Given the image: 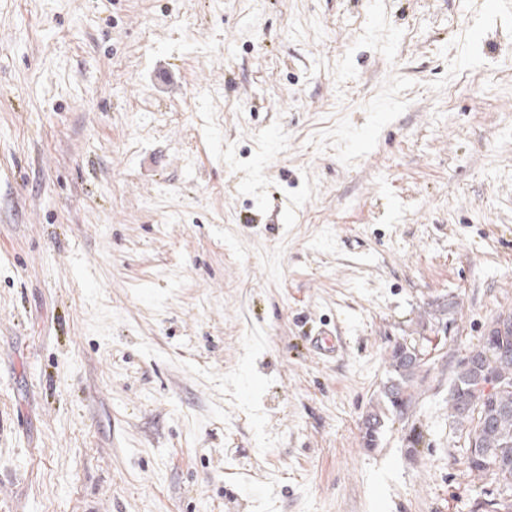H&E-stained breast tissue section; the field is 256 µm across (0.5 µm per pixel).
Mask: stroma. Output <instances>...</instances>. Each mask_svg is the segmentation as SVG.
Listing matches in <instances>:
<instances>
[{"label":"stroma","instance_id":"stroma-1","mask_svg":"<svg viewBox=\"0 0 512 512\" xmlns=\"http://www.w3.org/2000/svg\"><path fill=\"white\" fill-rule=\"evenodd\" d=\"M488 3L0 0V512H478L448 394L512 312ZM398 342L426 362L368 447Z\"/></svg>","mask_w":512,"mask_h":512}]
</instances>
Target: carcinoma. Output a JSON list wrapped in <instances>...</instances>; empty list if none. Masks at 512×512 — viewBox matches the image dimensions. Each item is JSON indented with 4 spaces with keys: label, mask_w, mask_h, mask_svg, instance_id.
Listing matches in <instances>:
<instances>
[{
    "label": "carcinoma",
    "mask_w": 512,
    "mask_h": 512,
    "mask_svg": "<svg viewBox=\"0 0 512 512\" xmlns=\"http://www.w3.org/2000/svg\"><path fill=\"white\" fill-rule=\"evenodd\" d=\"M391 376L380 391V401L366 412L362 426L376 440L385 426L386 411L404 414L413 401V388L421 365L410 349L394 345L389 354ZM491 374L508 382L509 389L496 396V408L483 413L467 406L464 396L450 395L448 418L466 431L467 445L487 454L485 461L497 465L490 471L478 461H467L474 477L493 476L497 497L489 500L487 512H512V330L503 337L501 349L488 345L487 340L469 351L455 373L453 383L466 384Z\"/></svg>",
    "instance_id": "obj_1"
}]
</instances>
